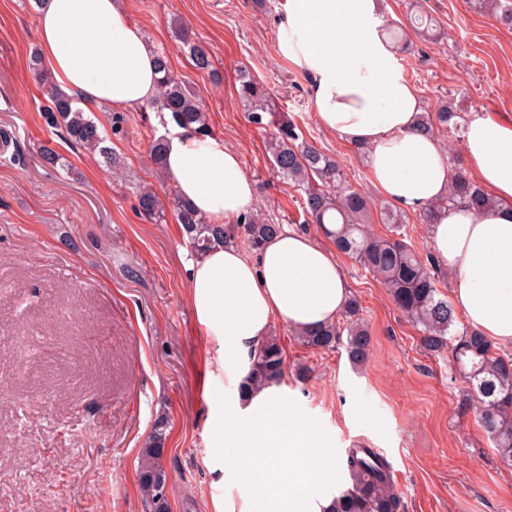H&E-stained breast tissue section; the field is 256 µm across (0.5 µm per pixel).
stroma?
Returning a JSON list of instances; mask_svg holds the SVG:
<instances>
[{
  "instance_id": "35a3bbf8",
  "label": "stroma",
  "mask_w": 512,
  "mask_h": 512,
  "mask_svg": "<svg viewBox=\"0 0 512 512\" xmlns=\"http://www.w3.org/2000/svg\"><path fill=\"white\" fill-rule=\"evenodd\" d=\"M443 36L413 38L401 61L423 108L452 102L464 112L512 119V27L477 0H415ZM281 0H124L150 49H165L174 72L205 104L212 137L235 149L274 223L321 237L266 149L270 126L250 122L237 88L249 70L303 137L341 164L369 201V224L388 228L392 204L375 189L367 157L321 127L311 82L278 53ZM38 17L26 0H0V125L12 127L26 159L0 158V512H144L136 467L156 417L167 414L164 463L172 512H215L239 494L224 481L218 423L238 397L235 362L195 315L183 260L189 246L174 217L141 215L133 188L151 179L149 129L156 113L122 114L112 146L122 177L53 135L28 63ZM205 46L221 81L197 70L176 31ZM47 145L74 173L40 164ZM371 336L361 366L345 349L319 353L287 325L272 326L286 363L311 366L306 381L280 388L335 459L337 488L348 449L364 446L392 466L404 512H512V470L462 408L464 388L447 355L428 354L418 329L380 280L339 255Z\"/></svg>"
}]
</instances>
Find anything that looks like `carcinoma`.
I'll return each mask as SVG.
<instances>
[{"label":"carcinoma","mask_w":512,"mask_h":512,"mask_svg":"<svg viewBox=\"0 0 512 512\" xmlns=\"http://www.w3.org/2000/svg\"><path fill=\"white\" fill-rule=\"evenodd\" d=\"M481 2L499 13L502 23L512 26V0ZM408 25L417 34H426L433 27L432 19L423 14L409 18ZM408 31L402 29L395 36L407 44ZM189 55L197 69L213 72L211 56L201 45H190ZM155 56L162 73L161 92L148 108L158 114L164 126L171 120L202 137L209 135L207 112L200 100L175 78L165 51L159 50ZM29 65L48 99L41 109L45 125L72 145L99 157L104 166L114 171L123 169L121 156L110 146L112 136L122 131L120 118L106 125L77 107L75 97L55 90L51 77L40 68L36 48L29 53ZM238 81V96L250 120L256 125L263 124V113H274L269 96L247 71L240 72ZM459 117V110L446 103L435 112L423 113L419 126L429 133L438 128L452 130L458 128ZM267 146L277 172L299 192L305 221L320 225L337 251L358 260L366 271L380 277L395 304L419 329L425 351L451 355L455 369L467 384L464 402L475 408L479 425L492 441L501 463L512 469V354L499 352L476 328L452 331L457 316L441 292L443 280L436 262L432 258L422 260L419 252L405 241V214L385 213L390 235L380 237L373 233L363 220L367 201L346 184L339 161L302 139L296 125L285 119L273 123ZM164 153L165 138L151 132L150 157L154 169L160 172L164 171ZM0 156L25 164L14 134L2 128ZM40 158L55 169L72 173L69 160L49 146H43ZM135 196L139 211L156 222L164 221L166 208H171L196 256L225 245L256 253L281 230V225L258 212L236 217L230 224H212L176 193L163 198L145 183L135 186ZM462 201L478 210L494 205L492 198L457 169L452 171L448 195L420 212L423 223H434L442 211ZM291 334L302 346L319 352L343 346L354 366L366 360L371 344L361 306L354 297L335 322L314 330L294 328ZM285 376L283 346L277 336L270 335L250 353L249 381L256 387H266L281 384ZM167 430L168 421L157 420L139 453L137 478L145 512L171 509L169 498L158 492L160 485L170 482L163 462ZM346 469L348 485L336 494L329 512H403L392 468L383 457L369 448H352Z\"/></svg>","instance_id":"cac0c4a2"}]
</instances>
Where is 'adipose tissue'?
<instances>
[{"label": "adipose tissue", "mask_w": 512, "mask_h": 512, "mask_svg": "<svg viewBox=\"0 0 512 512\" xmlns=\"http://www.w3.org/2000/svg\"><path fill=\"white\" fill-rule=\"evenodd\" d=\"M41 58L55 88L89 110L137 109L158 94L156 56L122 0H37ZM278 52L312 81L321 126L368 149L370 181L402 209L420 212L446 195L448 153L418 128L422 102L388 41L382 0H284ZM465 162L498 200L478 211L461 204L429 227L430 250L451 276V303L490 341L512 345V124L481 112L463 123ZM165 171L181 200L211 222L254 210L255 187L222 139L175 126ZM198 320L224 339L237 367L274 322L312 330L336 321L348 298L344 271L316 239L282 228L254 256L217 247L184 262ZM219 430L232 438L224 478L246 484L217 512H327L336 482L313 425L278 387L247 391Z\"/></svg>", "instance_id": "obj_1"}]
</instances>
